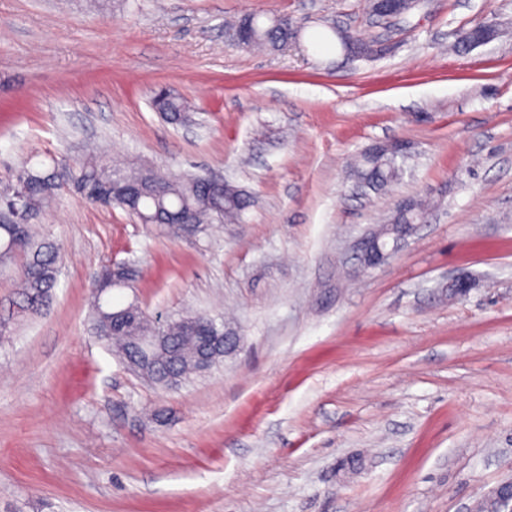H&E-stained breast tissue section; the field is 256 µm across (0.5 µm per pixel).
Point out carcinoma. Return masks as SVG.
Masks as SVG:
<instances>
[{
	"instance_id": "obj_1",
	"label": "carcinoma",
	"mask_w": 512,
	"mask_h": 512,
	"mask_svg": "<svg viewBox=\"0 0 512 512\" xmlns=\"http://www.w3.org/2000/svg\"><path fill=\"white\" fill-rule=\"evenodd\" d=\"M236 25L250 28L247 47H262L283 51L297 43L302 30L295 27L292 16L262 20L260 14H247ZM341 50L351 56L370 57L374 44L354 34L328 25ZM154 111L167 121L183 124L188 120L184 101L168 90L152 93ZM405 155L386 149L369 148L355 163V175L367 191L379 194L398 180ZM56 167L35 169L26 167L18 172L15 183L0 195V266L19 264V280L23 312L44 309L57 283L59 251L55 244L39 236L34 228L52 206L56 191L61 188L55 175ZM67 185L87 201L104 207H119L142 224L167 225L173 216L190 221L194 235L205 234L214 223L238 222L247 208L245 196L230 184L218 193L208 191L200 176L190 174L179 180H169L149 166L121 169L112 166L110 159L97 153L86 155L70 167ZM28 213V220L19 221L10 211L13 204ZM428 205L411 200V208L397 211L392 224H417L426 214ZM137 274L118 263L105 264L95 277L92 291L93 332L105 337V343L115 347L129 369L152 383L168 388L171 383L182 384L203 371L198 354L214 331L224 332V322L208 315H192L166 322L163 335L169 337L166 355L140 347V337L147 334L153 315L135 303L114 307L112 290L130 288ZM125 311L130 319L115 323L112 312Z\"/></svg>"
}]
</instances>
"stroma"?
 Listing matches in <instances>:
<instances>
[{
	"label": "stroma",
	"mask_w": 512,
	"mask_h": 512,
	"mask_svg": "<svg viewBox=\"0 0 512 512\" xmlns=\"http://www.w3.org/2000/svg\"><path fill=\"white\" fill-rule=\"evenodd\" d=\"M249 13L303 19L299 44L231 46ZM480 21L498 36L458 46ZM329 22L378 55H344ZM159 86L188 123L154 112ZM384 142L410 165L362 192L348 161ZM92 147L250 204L176 238L58 194L48 307L15 312L0 268V512H472L512 479V0H420L391 24L368 0H0V188ZM423 197L363 267L361 239ZM109 261L139 271L113 305L220 314L239 346L173 389L133 373L91 333Z\"/></svg>",
	"instance_id": "obj_1"
}]
</instances>
